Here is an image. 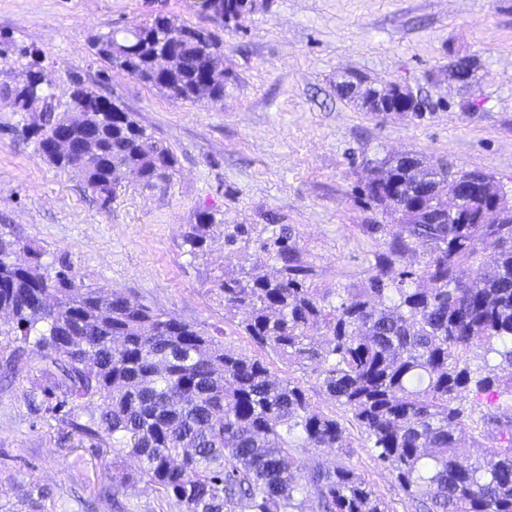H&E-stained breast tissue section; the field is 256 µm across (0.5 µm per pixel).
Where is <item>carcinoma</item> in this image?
Wrapping results in <instances>:
<instances>
[{"label":"carcinoma","mask_w":512,"mask_h":512,"mask_svg":"<svg viewBox=\"0 0 512 512\" xmlns=\"http://www.w3.org/2000/svg\"><path fill=\"white\" fill-rule=\"evenodd\" d=\"M198 7L227 27L237 0H198ZM181 30L173 64L165 58L170 31L154 17L97 36L92 49L172 100L223 103L230 77H212L224 62L223 43ZM27 70L24 87L0 81V101L30 119L24 130L44 160L78 174L105 204L125 180L147 189L171 181L174 155L133 113L81 81L61 104L46 93L40 63ZM87 97L103 109L77 124L72 110ZM60 128L87 142L80 154L53 150ZM374 171L381 180L364 193L379 205L394 200L400 232L365 287L337 302L332 290L307 285L308 270L283 232L273 239L279 275L225 279L224 308L242 314L239 326L258 348L313 367L320 387L367 434L376 460L396 472L412 512H512V413L474 420L460 400L469 388L512 396V216L484 219L491 208L507 210L504 196L496 187L463 193L484 176L439 162L388 158ZM431 181L459 197L458 210L439 213L436 223ZM213 225L212 213L199 215L186 236L191 251L203 249ZM414 242L429 250L422 273L386 279ZM20 249L31 256L25 265L14 261ZM489 249L497 253L493 267L476 281L462 279ZM1 309L10 311L0 318L5 362L23 360L34 346L31 393L46 412L71 416L60 442L96 448L103 435L111 439L112 499L139 479L179 512H394L352 469L312 459L302 475L299 452L347 446L339 420L311 409L301 386L130 295L85 287L71 267L54 270L41 253L0 234ZM313 327L322 335H308ZM480 344L496 365L473 366ZM469 443L479 455L464 454ZM125 456L138 461L136 473L118 463ZM27 502L30 512L58 508L43 488Z\"/></svg>","instance_id":"carcinoma-1"}]
</instances>
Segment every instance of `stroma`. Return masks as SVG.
<instances>
[{"label":"stroma","mask_w":512,"mask_h":512,"mask_svg":"<svg viewBox=\"0 0 512 512\" xmlns=\"http://www.w3.org/2000/svg\"><path fill=\"white\" fill-rule=\"evenodd\" d=\"M155 12L223 42L233 76L223 104L171 100L93 53V38ZM24 48L37 51L56 100L83 81L135 113L173 152L176 172L167 185L129 183L102 203L78 175L41 158L21 115L0 103V232L40 248L44 263L69 264L85 286L135 295L298 380L313 409L342 423L350 447L313 448L300 463L353 467L407 512L366 433L312 371L257 349L217 287L277 275L261 244L283 231L314 286L364 287L397 230L362 193L372 163L389 156L478 170L512 195V0H260L227 27L196 0H0V70L19 74ZM461 57L475 64L466 84L448 77ZM352 74L409 85L427 104L424 117L370 112L340 96L338 82ZM204 211L242 226L234 246L215 227L203 252L191 253L186 235ZM37 359L30 349L0 374V504L19 510L27 490L46 487L67 512H85L82 496L111 482L112 459L58 444L60 416L35 411L30 396Z\"/></svg>","instance_id":"obj_1"}]
</instances>
